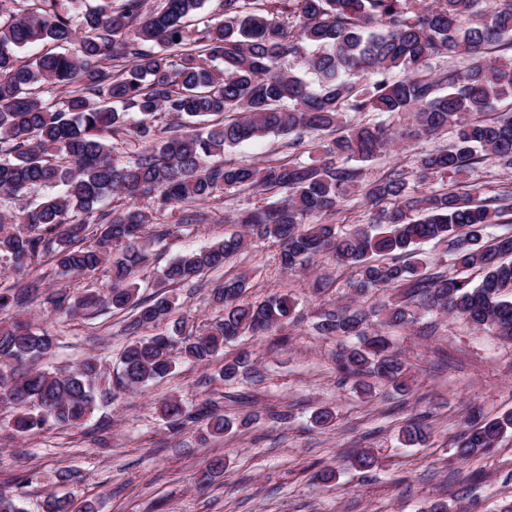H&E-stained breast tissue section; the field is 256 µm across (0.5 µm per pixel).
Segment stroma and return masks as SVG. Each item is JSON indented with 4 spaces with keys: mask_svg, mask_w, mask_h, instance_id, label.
Returning a JSON list of instances; mask_svg holds the SVG:
<instances>
[{
    "mask_svg": "<svg viewBox=\"0 0 512 512\" xmlns=\"http://www.w3.org/2000/svg\"><path fill=\"white\" fill-rule=\"evenodd\" d=\"M287 139L267 136L225 150V159L254 164L282 156ZM276 199L271 192H243L196 204L204 219L183 221L175 205L155 213L146 199L110 197L104 210L131 207L149 212L152 224L172 233L163 242L145 240L149 261L136 282L141 295L166 290L175 301L172 316L201 330L220 317L209 301L223 279L246 276V302L289 293L304 319L288 340L277 336H244L228 343L207 364L179 360L173 373L136 391L119 384L120 353L128 338L119 315L71 317L32 302L27 316L49 329L58 346L42 367L68 369L94 356L103 364V389L91 419L72 430L49 424L24 437L12 434V407L0 405V492L15 491V479L27 477L23 512H44L48 494H69L93 503L96 512H427L437 501L448 512H506L512 507V435L490 452L468 460L455 456L456 436L472 415L489 418L512 411V342H505L446 314H427L393 330L396 352L413 375L412 389L400 394L375 384L363 395L356 380L336 368V355L348 346L344 337L318 335L322 309L348 306L373 312L382 295L353 296L347 273L332 257L314 258L310 268L283 271L279 249L251 240L227 263L199 282L162 287L161 271L173 259L238 232L230 216L240 209L260 208ZM330 275L336 286L324 294L312 290L314 279ZM45 287L78 294L84 285L107 290L109 266L75 278L46 263L34 272ZM249 353L250 365L236 380L218 373L225 360ZM181 400L195 414L205 400L229 417H249L247 426L221 438L210 437L206 421L196 418L183 427L169 426L160 408ZM321 407L336 414L333 425L319 429L311 421ZM424 417L430 428L425 444L403 445L398 431L409 419ZM370 450L378 458L368 470L353 468L350 457ZM224 470L199 484L197 476L212 458ZM335 470L331 484L321 471ZM78 474L61 481L65 471Z\"/></svg>",
    "mask_w": 512,
    "mask_h": 512,
    "instance_id": "obj_1",
    "label": "stroma"
}]
</instances>
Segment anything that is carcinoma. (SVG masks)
<instances>
[{
    "instance_id": "cac0c4a2",
    "label": "carcinoma",
    "mask_w": 512,
    "mask_h": 512,
    "mask_svg": "<svg viewBox=\"0 0 512 512\" xmlns=\"http://www.w3.org/2000/svg\"><path fill=\"white\" fill-rule=\"evenodd\" d=\"M0 0V195L20 202L0 208V257L21 271L50 256L65 274L85 275L111 263L106 295L86 288L77 298L41 291L39 279L0 289V314L35 299L55 312L93 316L108 308L124 316L132 337L120 356V385L137 390L170 375L174 353L204 364L224 344L246 334L278 332L298 321L286 293L244 303L246 279L211 290L223 315L200 333L173 322L171 331L139 336L169 319L172 301L143 297L133 278L148 257L139 246L148 215L100 207L114 194L150 196L154 208L199 203L216 191H276L263 209L237 217L244 232L164 269L165 283L191 282L224 266L246 238L280 246L287 271L330 254L351 272L348 288L390 293L379 309L387 328H403L422 313L445 312L512 341V235L485 242V230L512 215V185L461 186L462 175L488 162L512 169V113L485 119L512 101V0H224L223 17L190 24L203 0ZM53 48L23 60L20 50ZM218 62L217 72L207 62ZM405 112L413 135L437 140L414 158L412 172L391 170L365 183L356 161L386 155ZM174 123L161 128L157 117ZM270 133L289 137L292 154L264 165L209 159ZM130 134L142 147L125 163L112 159L114 139ZM322 141L324 157L304 161L306 139ZM437 180L420 193L410 180ZM367 206L370 228L347 229L339 215L353 196ZM436 241L454 265L479 269L476 286L464 277L423 273L404 257ZM369 316L347 307L317 324L323 336L357 339L338 358L344 375L411 389L405 362L388 335L369 329ZM22 319L0 321V403L14 408L8 423L19 436L47 423L81 428L96 404L102 365L89 357L63 371L32 367L55 345ZM241 354L224 364L231 380L246 371ZM207 432L221 435L233 421L207 411ZM162 416L172 427L193 418L179 400ZM417 417L401 428L403 442L425 440ZM512 433V412L461 432L456 456L469 459ZM45 512H95L92 504L49 495Z\"/></svg>"
}]
</instances>
